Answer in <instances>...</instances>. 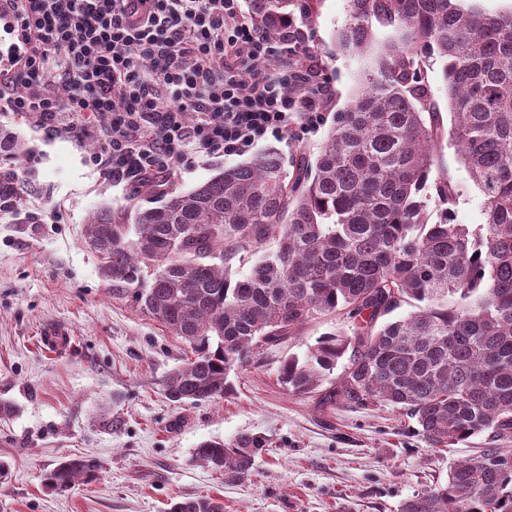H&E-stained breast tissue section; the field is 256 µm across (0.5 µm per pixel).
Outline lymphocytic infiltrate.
I'll list each match as a JSON object with an SVG mask.
<instances>
[{
  "instance_id": "lymphocytic-infiltrate-1",
  "label": "lymphocytic infiltrate",
  "mask_w": 512,
  "mask_h": 512,
  "mask_svg": "<svg viewBox=\"0 0 512 512\" xmlns=\"http://www.w3.org/2000/svg\"><path fill=\"white\" fill-rule=\"evenodd\" d=\"M303 53L246 21L241 0H0V112L94 141L115 184L162 186L188 156L318 127L334 89Z\"/></svg>"
}]
</instances>
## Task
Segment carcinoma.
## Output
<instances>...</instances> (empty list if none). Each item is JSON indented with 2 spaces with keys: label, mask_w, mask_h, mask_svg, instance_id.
Segmentation results:
<instances>
[{
  "label": "carcinoma",
  "mask_w": 512,
  "mask_h": 512,
  "mask_svg": "<svg viewBox=\"0 0 512 512\" xmlns=\"http://www.w3.org/2000/svg\"><path fill=\"white\" fill-rule=\"evenodd\" d=\"M250 20L276 36L297 29L319 0H248ZM336 50L366 55L358 92L334 113L317 155L288 162L266 148L154 207H106L86 225L112 288L133 292L191 356L164 381L179 403L218 402L229 374L261 348L319 316L357 320L326 333L278 381L322 400L406 411L432 446L481 434L491 447L456 464L445 488L401 512H512V8L478 0H348ZM443 64L452 126L422 83ZM483 196L485 222L453 223L451 179H431L445 138ZM13 132L0 128V202L19 218ZM448 204L429 222L431 193ZM405 316L381 318L403 306ZM262 437L203 440L195 457L227 483L247 479ZM96 462L69 458L45 474L64 492ZM169 512H224L210 497Z\"/></svg>",
  "instance_id": "obj_1"
}]
</instances>
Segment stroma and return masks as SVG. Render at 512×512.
I'll use <instances>...</instances> for the list:
<instances>
[{"label": "stroma", "mask_w": 512, "mask_h": 512, "mask_svg": "<svg viewBox=\"0 0 512 512\" xmlns=\"http://www.w3.org/2000/svg\"><path fill=\"white\" fill-rule=\"evenodd\" d=\"M347 0H320L302 29L343 107L368 61L337 52L334 36ZM23 143L17 170L27 219H0V399L17 413L0 421V512H167L171 502L220 499L224 512H401L403 502L442 488L454 463L477 455L475 436L435 448L417 424L392 407H320L318 394L288 393L277 380L282 359L304 355L329 332L352 335L343 315L311 320L289 340L266 346L231 374L220 402L179 405L163 380L189 351L145 313L133 294L113 291L86 241L85 226L103 206L147 205L148 195L113 185L89 161V143L47 138L25 115L0 117ZM327 125L267 135L261 148L285 158L317 153ZM224 158L181 162L167 186L188 190L227 167ZM435 172L452 177L458 224L483 223V196L454 148L436 153ZM61 331L48 345L46 333ZM118 425L107 428L105 416ZM241 433L266 439L250 479L224 483L194 459L205 439ZM84 456L98 470L57 493L44 476L62 459Z\"/></svg>", "instance_id": "35a3bbf8"}]
</instances>
